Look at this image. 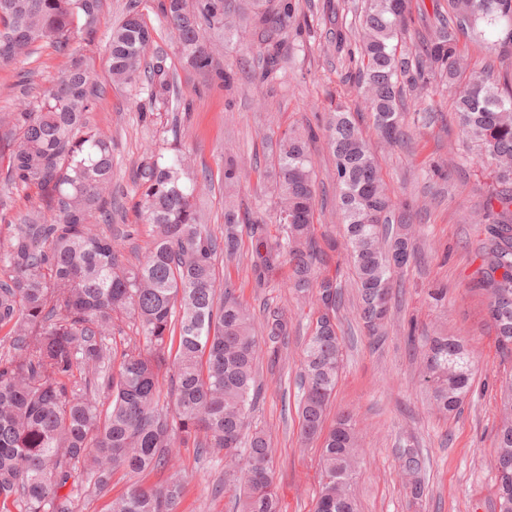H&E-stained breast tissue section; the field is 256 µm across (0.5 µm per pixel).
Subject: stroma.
<instances>
[{"instance_id": "1", "label": "stroma", "mask_w": 512, "mask_h": 512, "mask_svg": "<svg viewBox=\"0 0 512 512\" xmlns=\"http://www.w3.org/2000/svg\"><path fill=\"white\" fill-rule=\"evenodd\" d=\"M132 3L153 26V48L166 55L189 110L181 116L180 137H164L171 113L152 110L143 89L110 84L103 44L89 47L106 91L89 113L88 125L112 140V226L131 234L125 259L145 254L150 242L147 225L139 223L134 212L138 199L134 173L164 147L189 156L194 172L206 177L200 205L209 217L211 233L219 236L224 231V201L230 193L241 198L250 217L274 224L271 139L287 129L318 126L338 104L352 112L363 109L347 58V47L354 40L353 0H298L301 31L289 33L282 67L267 82L257 78V59L243 56L241 50L243 42L258 41L257 33L243 32L225 43L220 63L235 75L228 90L209 87L205 76L184 66L156 14V0H109L103 28H110ZM64 66V57L46 44L23 68L0 67V113L22 105L36 107ZM22 69L30 74L24 86L18 77ZM407 102L403 142L383 141L369 118L363 117L361 124L388 193L409 202L414 221L421 226L415 241L417 260L400 279L401 295L392 302L387 334L377 345L361 331L347 261L336 256L328 264L327 273L338 277L348 296L339 313L346 354L331 410L354 411L361 432V464L354 482L359 512H494L496 481L490 461L499 381L512 365L500 358L487 314L488 299L474 285L480 264L477 247L485 238L479 218L491 180L470 164L471 153L447 92L436 87L420 96L411 92ZM420 109L434 112L432 124L416 123ZM229 157L236 160L239 172L231 190L224 185V162ZM311 164L319 199L316 238L321 241L339 231L335 168L325 138L313 144ZM4 177L0 170L1 249L8 244L11 225L37 198L36 189L7 188ZM217 278L228 281L251 307L256 325H263L267 307L283 309L289 318L288 343L275 364H259L264 395L252 419L271 438L273 478L282 512H314L321 444L302 440L295 412L296 380L314 309L297 303L288 290L287 267L272 269L264 281H257L247 238L237 260L218 264ZM436 288L442 291L438 302L429 296ZM436 330L475 350L472 395L460 412L449 416L432 410L409 339L410 332L423 335ZM405 443L420 448L430 461L428 487L415 505L405 494L397 460V450ZM176 463L186 486L179 512H236L231 492L220 489L223 452L201 456L194 448H182ZM129 483V475L115 472L108 490L99 494L90 476H80L74 512H111L113 499Z\"/></svg>"}]
</instances>
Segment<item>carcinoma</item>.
I'll return each instance as SVG.
<instances>
[{
    "label": "carcinoma",
    "mask_w": 512,
    "mask_h": 512,
    "mask_svg": "<svg viewBox=\"0 0 512 512\" xmlns=\"http://www.w3.org/2000/svg\"><path fill=\"white\" fill-rule=\"evenodd\" d=\"M106 0H0V67L17 66L51 44L67 66L36 112H4L16 138L4 185L38 190L0 252V327L9 328L14 353L0 357V504L20 500L24 512H73L60 490L82 462L105 490L114 472L136 477L174 467L171 449L242 450L235 478L238 512H279L267 434L251 420L259 391L261 346L276 357L288 337V317L268 311L263 339L232 288L219 292L216 265L239 253L250 238L254 271L288 265L299 299L316 298L318 317L304 347L297 414L305 439L322 438L320 495L315 512H356L352 480L360 463L353 414L342 411L325 427L343 364L340 281L321 273L337 243L322 249L313 224L316 191L309 144L312 127L291 129L276 142L273 194L281 239L270 242L262 221L224 208V235H213L197 205V177L181 153L161 152L137 174V219L150 229L142 260L127 263L129 235L99 231L112 223V139L86 125L104 88L85 47L98 37ZM157 16L192 70L219 88L234 83L219 62L221 44L241 22L259 28L261 76L278 69L280 36L297 19L296 0H157ZM439 22L421 43L414 88L439 79L452 98L473 158L492 175L482 219L476 286L488 297L495 343L512 362V0H444ZM355 48L349 62L374 130L389 143L404 138L409 0H362L355 10ZM481 43L504 71L490 69L459 82L461 38ZM153 28L131 6L106 39L110 82L145 85L158 109L177 112L167 57L150 52ZM332 153L343 243L355 275L356 308L366 337L380 341L393 295L394 275L415 259L413 214L387 192L378 162L353 113L336 107L324 125ZM288 210V221L281 213ZM124 315L144 347L115 338ZM474 351L443 332L422 337L420 381L438 413L458 411L469 399ZM171 370L168 401L159 376ZM492 460L494 512H512V374L499 385ZM397 458L409 497L425 493L427 460L405 445ZM184 493L179 473L159 488L135 480L112 501V512H177Z\"/></svg>",
    "instance_id": "obj_1"
}]
</instances>
